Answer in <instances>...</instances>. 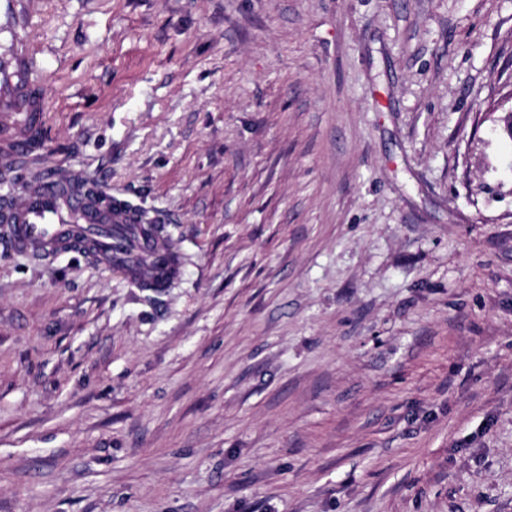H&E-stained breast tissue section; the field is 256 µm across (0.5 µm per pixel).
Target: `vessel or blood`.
<instances>
[{
    "mask_svg": "<svg viewBox=\"0 0 512 512\" xmlns=\"http://www.w3.org/2000/svg\"><path fill=\"white\" fill-rule=\"evenodd\" d=\"M34 19L31 0H0V161L8 164L29 159L46 135V94L27 38ZM0 239L45 260L63 250H90L98 265L141 288L163 287L180 272L135 206L57 170L0 200Z\"/></svg>",
    "mask_w": 512,
    "mask_h": 512,
    "instance_id": "b4317fda",
    "label": "vessel or blood"
}]
</instances>
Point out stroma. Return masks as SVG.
I'll return each instance as SVG.
<instances>
[{
  "mask_svg": "<svg viewBox=\"0 0 512 512\" xmlns=\"http://www.w3.org/2000/svg\"><path fill=\"white\" fill-rule=\"evenodd\" d=\"M34 4L180 274L0 244V512H512V0Z\"/></svg>",
  "mask_w": 512,
  "mask_h": 512,
  "instance_id": "stroma-1",
  "label": "stroma"
}]
</instances>
